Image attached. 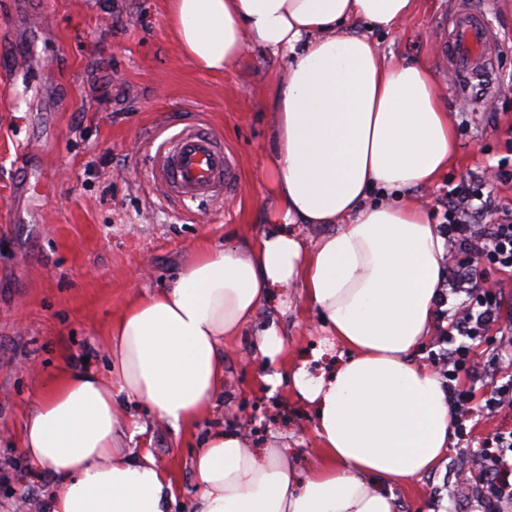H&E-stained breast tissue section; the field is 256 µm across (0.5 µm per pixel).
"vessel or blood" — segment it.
I'll use <instances>...</instances> for the list:
<instances>
[{
    "label": "vessel or blood",
    "mask_w": 512,
    "mask_h": 512,
    "mask_svg": "<svg viewBox=\"0 0 512 512\" xmlns=\"http://www.w3.org/2000/svg\"><path fill=\"white\" fill-rule=\"evenodd\" d=\"M476 0H453L442 56L458 88L485 74L498 42ZM150 176L156 191L181 203L214 202L236 187V162L223 140L205 124L189 121L150 145Z\"/></svg>",
    "instance_id": "b4317fda"
}]
</instances>
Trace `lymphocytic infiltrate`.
I'll return each mask as SVG.
<instances>
[{
  "label": "lymphocytic infiltrate",
  "instance_id": "f902f5d3",
  "mask_svg": "<svg viewBox=\"0 0 512 512\" xmlns=\"http://www.w3.org/2000/svg\"><path fill=\"white\" fill-rule=\"evenodd\" d=\"M439 205L440 229L448 240V280L438 303L447 305L452 295L460 302L439 331L434 364L438 376L449 383L454 428L462 434L472 417L475 397L457 382L471 364L474 342L484 339L501 321L502 291L488 282L481 269L488 265L512 273V205L504 203L478 175L469 183L449 187ZM480 457L493 463L484 473L489 492L496 495L492 512H512V496H497L500 486H512V432L498 430L486 437Z\"/></svg>",
  "mask_w": 512,
  "mask_h": 512
}]
</instances>
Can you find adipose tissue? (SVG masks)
<instances>
[{
    "instance_id": "ef3b65f1",
    "label": "adipose tissue",
    "mask_w": 512,
    "mask_h": 512,
    "mask_svg": "<svg viewBox=\"0 0 512 512\" xmlns=\"http://www.w3.org/2000/svg\"><path fill=\"white\" fill-rule=\"evenodd\" d=\"M414 0H167L183 53L221 72L249 42L288 59L263 183L270 229L242 247L197 251L174 283L136 296L111 325L110 374L67 369L21 427V451L49 473L47 512H171L179 488L149 449L122 447L117 394L174 427L224 393L220 348L274 288H302L349 351L329 379L292 384L317 410L319 462L299 475L277 449L256 456L234 431L210 432L193 459L194 512H394L378 482L437 468L453 418L434 372L413 354L431 334L445 239L409 196L455 152L424 62L388 59L342 25L386 29ZM392 204H367L374 190ZM290 224H332L304 245Z\"/></svg>"
}]
</instances>
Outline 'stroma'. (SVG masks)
Segmentation results:
<instances>
[{
    "label": "stroma",
    "instance_id": "35a3bbf8",
    "mask_svg": "<svg viewBox=\"0 0 512 512\" xmlns=\"http://www.w3.org/2000/svg\"><path fill=\"white\" fill-rule=\"evenodd\" d=\"M450 7L416 0L391 30L352 29L435 75L456 151L412 193L431 219L448 186L512 159V0H485L501 47L487 80L462 96L452 94L454 72L441 55ZM287 63L254 43L224 73L199 69L179 48L166 0H0V512L45 504L51 480L31 472L20 432L49 381L83 365L106 372L112 321L135 296L169 286L201 246H236L268 231V102ZM184 121L206 123L236 159L238 185L221 205H181L151 185L147 141ZM270 330L284 341L272 359L258 349ZM346 356L299 289H272L225 340L224 394L210 413L187 431L122 401L121 443L150 449L172 471L183 489L173 512H193L191 461L219 426L258 450L279 447L307 473L319 462L316 415L291 375L328 377ZM470 425L468 436L451 434L437 469L392 488L394 512H479L480 487L461 488L451 475L490 432L512 430V411L478 403Z\"/></svg>",
    "mask_w": 512,
    "mask_h": 512
}]
</instances>
